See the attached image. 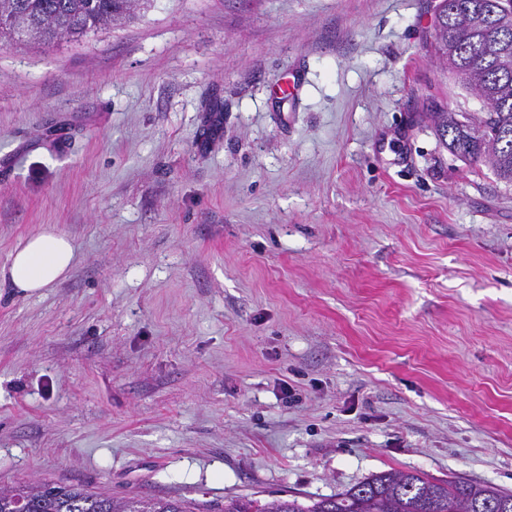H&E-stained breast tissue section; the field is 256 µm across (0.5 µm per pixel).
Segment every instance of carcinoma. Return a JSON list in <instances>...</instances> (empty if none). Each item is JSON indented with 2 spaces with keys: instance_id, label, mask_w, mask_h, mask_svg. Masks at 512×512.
<instances>
[{
  "instance_id": "obj_1",
  "label": "carcinoma",
  "mask_w": 512,
  "mask_h": 512,
  "mask_svg": "<svg viewBox=\"0 0 512 512\" xmlns=\"http://www.w3.org/2000/svg\"><path fill=\"white\" fill-rule=\"evenodd\" d=\"M132 0H0V37L49 45L78 41L112 25ZM434 55L460 77L484 107L476 121L441 110L434 121L442 140L461 160L483 162L512 184V0H441ZM512 512V492L420 472H382L344 493L305 505L297 498L265 504L247 497L224 500V512ZM191 512L180 498L114 497L78 486L23 483L0 490V512Z\"/></svg>"
}]
</instances>
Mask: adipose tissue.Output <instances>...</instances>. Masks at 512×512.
<instances>
[{"label":"adipose tissue","mask_w":512,"mask_h":512,"mask_svg":"<svg viewBox=\"0 0 512 512\" xmlns=\"http://www.w3.org/2000/svg\"><path fill=\"white\" fill-rule=\"evenodd\" d=\"M74 259L71 239L48 228L30 237L16 250L4 279L20 294L33 296L64 280Z\"/></svg>","instance_id":"obj_1"}]
</instances>
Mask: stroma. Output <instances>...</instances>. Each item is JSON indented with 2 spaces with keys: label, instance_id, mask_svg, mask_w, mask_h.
<instances>
[{
  "label": "stroma",
  "instance_id": "1",
  "mask_svg": "<svg viewBox=\"0 0 512 512\" xmlns=\"http://www.w3.org/2000/svg\"><path fill=\"white\" fill-rule=\"evenodd\" d=\"M439 3L141 0L0 44V270L50 224L75 248L0 290V489L512 491V184L438 139L483 110Z\"/></svg>",
  "mask_w": 512,
  "mask_h": 512
}]
</instances>
